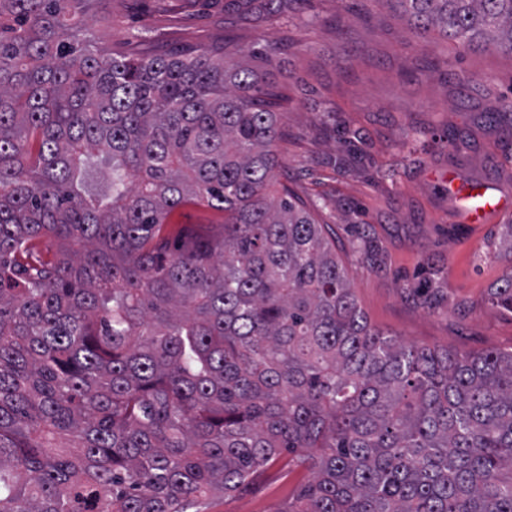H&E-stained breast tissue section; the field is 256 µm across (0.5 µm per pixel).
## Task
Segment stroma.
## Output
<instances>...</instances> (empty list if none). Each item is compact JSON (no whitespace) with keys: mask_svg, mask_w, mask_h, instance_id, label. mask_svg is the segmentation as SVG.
<instances>
[{"mask_svg":"<svg viewBox=\"0 0 512 512\" xmlns=\"http://www.w3.org/2000/svg\"><path fill=\"white\" fill-rule=\"evenodd\" d=\"M77 23L118 55L278 42L277 180L335 240L370 323L459 354L512 349V313L488 301L512 270L498 245L512 216L462 223L448 194L452 179L512 194V127L481 118L512 99V58L419 39L377 0H89ZM301 480L275 464L205 512H276Z\"/></svg>","mask_w":512,"mask_h":512,"instance_id":"stroma-1","label":"stroma"}]
</instances>
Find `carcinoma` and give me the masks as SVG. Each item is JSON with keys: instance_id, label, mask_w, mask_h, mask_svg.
I'll return each mask as SVG.
<instances>
[{"instance_id": "carcinoma-1", "label": "carcinoma", "mask_w": 512, "mask_h": 512, "mask_svg": "<svg viewBox=\"0 0 512 512\" xmlns=\"http://www.w3.org/2000/svg\"><path fill=\"white\" fill-rule=\"evenodd\" d=\"M87 2L0 0V512H203L284 453L308 475L275 512H512V351L373 327L271 197L276 47L110 55ZM379 2L512 57V0ZM189 201L222 221L173 249ZM488 301L512 313L511 272Z\"/></svg>"}]
</instances>
